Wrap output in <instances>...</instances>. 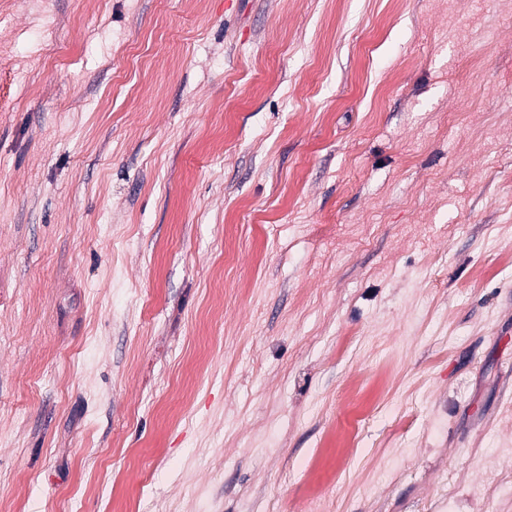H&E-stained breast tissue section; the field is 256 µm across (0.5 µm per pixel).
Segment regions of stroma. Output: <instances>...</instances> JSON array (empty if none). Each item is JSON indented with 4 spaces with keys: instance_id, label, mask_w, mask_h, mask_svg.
<instances>
[{
    "instance_id": "1",
    "label": "stroma",
    "mask_w": 512,
    "mask_h": 512,
    "mask_svg": "<svg viewBox=\"0 0 512 512\" xmlns=\"http://www.w3.org/2000/svg\"><path fill=\"white\" fill-rule=\"evenodd\" d=\"M0 512H512V0H0Z\"/></svg>"
}]
</instances>
